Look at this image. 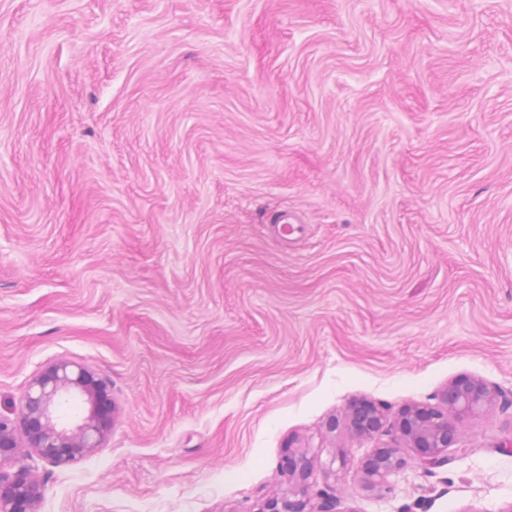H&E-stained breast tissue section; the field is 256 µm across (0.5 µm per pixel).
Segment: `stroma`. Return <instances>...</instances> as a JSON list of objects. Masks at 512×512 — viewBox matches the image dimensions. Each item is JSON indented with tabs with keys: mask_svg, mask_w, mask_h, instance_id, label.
Returning a JSON list of instances; mask_svg holds the SVG:
<instances>
[{
	"mask_svg": "<svg viewBox=\"0 0 512 512\" xmlns=\"http://www.w3.org/2000/svg\"><path fill=\"white\" fill-rule=\"evenodd\" d=\"M60 359L112 429L42 512H258L303 442L339 512H512L510 407L386 492L324 433L512 390V0H0V415Z\"/></svg>",
	"mask_w": 512,
	"mask_h": 512,
	"instance_id": "stroma-1",
	"label": "stroma"
}]
</instances>
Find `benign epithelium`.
Returning <instances> with one entry per match:
<instances>
[{
  "label": "benign epithelium",
  "instance_id": "1",
  "mask_svg": "<svg viewBox=\"0 0 512 512\" xmlns=\"http://www.w3.org/2000/svg\"><path fill=\"white\" fill-rule=\"evenodd\" d=\"M109 384L87 368L56 361L32 378L21 399L19 420L0 416V464L17 462L21 448L43 463L65 468L93 453L108 436L112 418L103 403ZM505 399V393L476 376L457 377L435 395V403L406 406L396 413L381 403L354 400L325 422L326 432L343 429L360 440H378L364 467L366 482L386 486L407 468L405 449L419 455L427 471L463 457L462 426L486 407ZM76 402L89 406L77 418L66 412ZM314 475V452L309 446L292 449L288 466L280 471L285 485L265 498L259 512H314L306 497ZM45 486L36 467L21 464L14 471L0 468V512H40Z\"/></svg>",
  "mask_w": 512,
  "mask_h": 512
}]
</instances>
